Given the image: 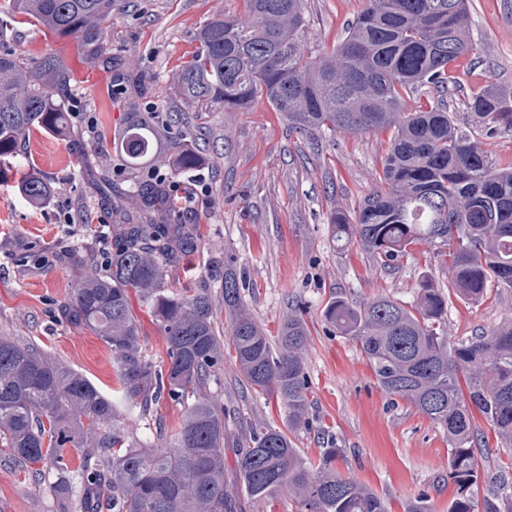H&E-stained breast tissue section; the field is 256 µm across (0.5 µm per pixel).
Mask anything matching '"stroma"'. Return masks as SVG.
Here are the masks:
<instances>
[{"label":"stroma","instance_id":"obj_1","mask_svg":"<svg viewBox=\"0 0 512 512\" xmlns=\"http://www.w3.org/2000/svg\"><path fill=\"white\" fill-rule=\"evenodd\" d=\"M363 0H308L311 45L332 48ZM242 0H120L112 14L114 68L106 72L76 50L75 38L59 39L11 17L6 42L25 58L64 57L73 82L65 98L71 134L61 140L31 129L24 159L0 174V336L30 341L48 357L87 376L99 389L115 385L110 349L92 331L66 325L60 307L89 263L107 271L105 253L117 226L140 208L142 175L125 169L112 150L123 113L153 118L163 142L150 173L194 190L196 199L179 223L196 226L199 239L166 270L175 291L206 289L223 306L221 265L246 279L243 302L269 332L291 307H299L311 340L305 353L310 428L292 432L301 453L316 458L329 429L343 448L338 470L380 494L391 512L428 498L433 512H448L455 488L448 478V439L409 402L382 391L365 357L346 338L330 334L321 311L339 293L354 303L386 297L412 302L423 276L447 285L448 271L436 248L421 245L383 268L358 245L340 248L331 239V212H354L375 186L388 150L389 132L360 135L288 131L281 113L260 102L247 110L203 107L181 99L176 73L196 49L195 34L212 16L238 15ZM474 54L454 68L447 95L458 128L481 142L500 168H512V130L487 137L464 106L467 95L488 84L512 92V0H468ZM181 114L204 162L196 172L173 167L168 143ZM35 173L55 189L49 204H25L17 184ZM108 174L109 192L98 189ZM512 319V305L495 294L477 304L448 301V333L464 341ZM209 392L224 406V469L233 473L249 427L287 428L288 411L275 396L243 388L232 345H225ZM183 406L160 399L152 419L126 420L127 434L153 442L154 421L174 426ZM49 484L13 464L0 447V512H58Z\"/></svg>","mask_w":512,"mask_h":512}]
</instances>
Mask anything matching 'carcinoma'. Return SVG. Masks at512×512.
<instances>
[{"mask_svg":"<svg viewBox=\"0 0 512 512\" xmlns=\"http://www.w3.org/2000/svg\"><path fill=\"white\" fill-rule=\"evenodd\" d=\"M306 2L243 0L245 17H212L179 68L178 94L231 110L264 100L297 135L391 131L377 188L354 213L331 212L332 241L343 247L355 239L384 267L411 246L449 243L441 257L456 297L478 303L493 285L511 300L512 170L498 168L459 130L444 103L405 111L420 87L448 93L452 65L474 50L467 0H365L342 42L317 53L306 41ZM115 6L116 0H4L0 14H21L54 36L77 37L81 55L110 71ZM71 80L60 57L32 66L0 41V171L23 157L31 128L70 134L64 96ZM466 107L489 135L512 129V100L494 85L471 93ZM186 137L178 131L173 146L181 173L203 161ZM158 146L149 116L128 118L112 140L130 169L152 161ZM18 191L34 207L54 194L36 175L21 180ZM138 192L139 215L120 225L109 271L87 270L61 306L67 324L93 331L112 351L116 394L1 337L0 441L21 465L55 475L50 488L60 512H242L224 471V407L206 391L220 356L216 307L204 288H166V268L190 237L184 224L154 222L157 212L172 217L178 208L165 179ZM243 286L240 274L224 268V311L242 381L273 393L288 408V431L299 430L308 424V328L294 313L268 335L243 305ZM133 291L165 332L163 369L143 355ZM322 317L366 357L386 394L414 404L448 436V478L456 487L448 512H512V486L503 480L482 499L475 496L488 442L473 415L482 414L498 443L512 445V320L450 342L448 296L427 277L409 305L388 298L354 304L334 295ZM164 393L193 398L178 427L158 424L159 447L131 442L122 414L146 416ZM72 450L81 453L75 470L68 464ZM342 453L332 446L309 460L287 431L268 425L250 433L236 479L247 498L270 509L286 492L300 512H389L382 496L337 470Z\"/></svg>","mask_w":512,"mask_h":512,"instance_id":"carcinoma-1","label":"carcinoma"}]
</instances>
